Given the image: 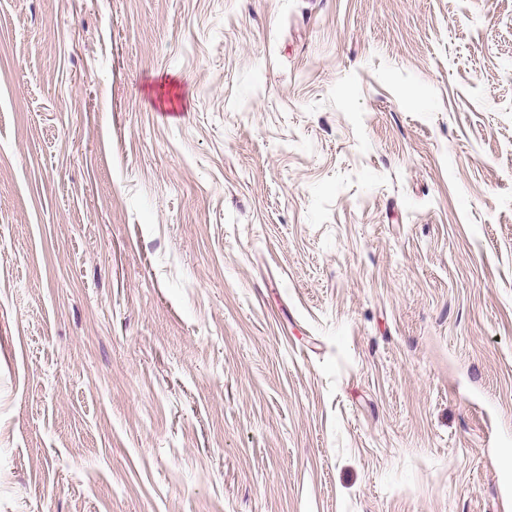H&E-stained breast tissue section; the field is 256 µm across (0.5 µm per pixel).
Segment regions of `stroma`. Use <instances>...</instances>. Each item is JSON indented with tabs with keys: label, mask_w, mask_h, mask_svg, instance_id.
Segmentation results:
<instances>
[{
	"label": "stroma",
	"mask_w": 512,
	"mask_h": 512,
	"mask_svg": "<svg viewBox=\"0 0 512 512\" xmlns=\"http://www.w3.org/2000/svg\"><path fill=\"white\" fill-rule=\"evenodd\" d=\"M512 0H0V512H512Z\"/></svg>",
	"instance_id": "stroma-1"
}]
</instances>
